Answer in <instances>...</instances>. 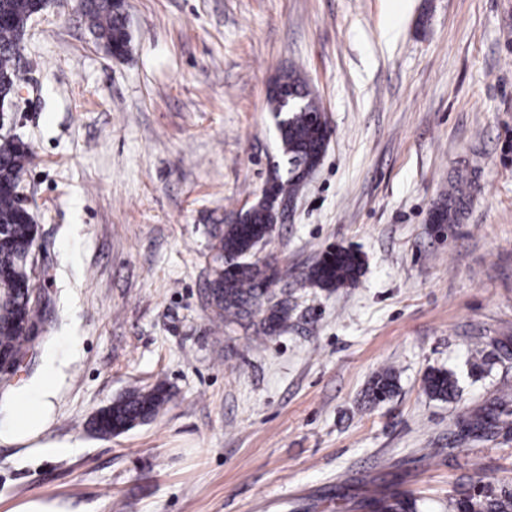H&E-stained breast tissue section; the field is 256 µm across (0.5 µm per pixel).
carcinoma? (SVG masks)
<instances>
[{"label":"carcinoma","instance_id":"1","mask_svg":"<svg viewBox=\"0 0 512 512\" xmlns=\"http://www.w3.org/2000/svg\"><path fill=\"white\" fill-rule=\"evenodd\" d=\"M39 0H0V92L9 94L21 85L23 73L16 61L24 50L27 28L37 14ZM92 33L107 52L128 51L130 34L126 16L114 0H81ZM298 108L288 113L282 94ZM279 134L280 151L287 159L288 176L274 175L281 198H294L310 172L320 163L326 146L317 135L312 114L320 111L315 96L300 73L290 71L278 78L269 93ZM30 162V153L14 140L0 141V353L16 363L24 359L33 342L41 315V300L33 297L35 286L27 254L35 245V225L16 204L15 190ZM471 202V184L458 181L448 197L434 209L441 224H457ZM276 206L258 199L239 219L214 234L213 250L218 264L211 269L210 305L226 324L254 311L263 313L262 332L281 331L288 322V300L269 290L278 281L277 270L267 263L249 260L256 247L277 223ZM363 262L353 250L333 248L323 252L306 275L307 282L326 290L357 281ZM395 376L384 369L368 391V401L380 403L394 393ZM424 390L435 399L452 400L457 380L450 372L431 371ZM169 400L158 385L135 389L102 408L92 426L101 436L120 434L153 420ZM462 441H493L512 438V395L507 393L468 410L457 422ZM356 512H423L418 500L396 484L366 489L355 502ZM448 512H512V490H492L478 499L462 494L448 501Z\"/></svg>","mask_w":512,"mask_h":512}]
</instances>
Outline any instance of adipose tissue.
Returning a JSON list of instances; mask_svg holds the SVG:
<instances>
[{"label": "adipose tissue", "instance_id": "adipose-tissue-1", "mask_svg": "<svg viewBox=\"0 0 512 512\" xmlns=\"http://www.w3.org/2000/svg\"><path fill=\"white\" fill-rule=\"evenodd\" d=\"M60 369L48 358L42 373L14 388L0 413V443L26 446L49 430L59 395Z\"/></svg>", "mask_w": 512, "mask_h": 512}]
</instances>
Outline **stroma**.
Wrapping results in <instances>:
<instances>
[{"label":"stroma","mask_w":512,"mask_h":512,"mask_svg":"<svg viewBox=\"0 0 512 512\" xmlns=\"http://www.w3.org/2000/svg\"><path fill=\"white\" fill-rule=\"evenodd\" d=\"M113 59L79 0H52L25 42L32 81L1 132L32 157L40 337L0 405L67 354L56 452L0 445V512H351L374 483L428 512L512 488V440L456 442L457 418L512 392V0H126ZM326 113V152L256 249L281 273L288 326L225 325L209 306L213 235L285 169L268 104L288 71ZM465 177L440 235L430 214ZM363 259L334 291L324 250ZM397 388L367 401L375 374ZM445 370L454 400L423 379ZM164 384L150 423L101 438L96 412ZM459 177L457 184L448 191V197L434 209V216L440 224H458L471 202V183ZM363 262L353 250L333 248L326 250L306 275L311 286L326 290L344 287L357 281ZM424 390L432 398L449 401L457 395V380L450 372L431 371L424 379ZM12 512H74L59 500L30 499L17 505Z\"/></svg>","instance_id":"35a3bbf8"}]
</instances>
